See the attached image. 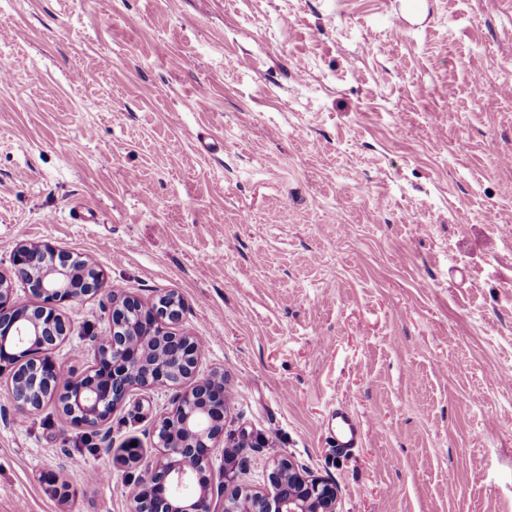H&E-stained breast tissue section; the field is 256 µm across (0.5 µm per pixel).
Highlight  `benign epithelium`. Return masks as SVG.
<instances>
[{
    "label": "benign epithelium",
    "mask_w": 512,
    "mask_h": 512,
    "mask_svg": "<svg viewBox=\"0 0 512 512\" xmlns=\"http://www.w3.org/2000/svg\"><path fill=\"white\" fill-rule=\"evenodd\" d=\"M79 260L25 242L17 247L10 271L0 272V376L8 375L15 409L31 412L54 400L72 425L96 429L133 391L175 388L172 408L157 422L158 453L136 485L133 512H212L202 474L223 437L230 401L224 371L200 373V342L176 329L183 313L177 294L159 304L112 291L111 329L94 340V363L80 375L33 357V350L65 339L69 326L59 313L62 304L102 293L101 270ZM18 280L36 299L33 307L15 303ZM268 482L273 495L237 489L224 512H336V488L289 457L273 462Z\"/></svg>",
    "instance_id": "7a95c632"
}]
</instances>
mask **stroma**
Here are the masks:
<instances>
[{
  "label": "stroma",
  "mask_w": 512,
  "mask_h": 512,
  "mask_svg": "<svg viewBox=\"0 0 512 512\" xmlns=\"http://www.w3.org/2000/svg\"><path fill=\"white\" fill-rule=\"evenodd\" d=\"M423 2L0 0V271L44 242L182 298L231 401L214 512L281 455L338 512H512V0ZM61 313L79 374L109 300ZM170 407L93 436L0 394V512H131ZM328 431L335 447L341 452L359 448L365 434L363 420L354 411L341 405H336L330 411Z\"/></svg>",
  "instance_id": "stroma-1"
}]
</instances>
